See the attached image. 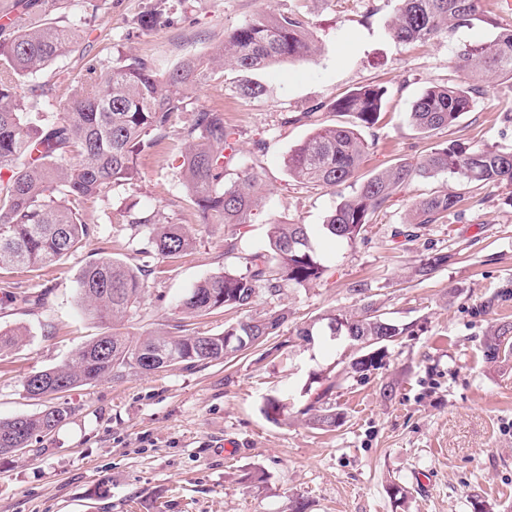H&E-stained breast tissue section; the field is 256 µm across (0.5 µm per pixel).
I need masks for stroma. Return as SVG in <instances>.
Segmentation results:
<instances>
[{
  "instance_id": "1",
  "label": "stroma",
  "mask_w": 512,
  "mask_h": 512,
  "mask_svg": "<svg viewBox=\"0 0 512 512\" xmlns=\"http://www.w3.org/2000/svg\"><path fill=\"white\" fill-rule=\"evenodd\" d=\"M150 4L61 0L49 21H76L83 33L75 52L52 64L41 81L76 76L91 60L114 64L131 56L149 58L163 71L186 55L208 53L257 14L305 16L317 45L310 60L225 70L189 92L178 120L186 122L190 108L223 103L224 119L238 134L235 170L261 174L265 199L240 250L264 246L271 221L306 224L329 274L258 302L261 310L288 311L277 356L249 350L59 393L70 418L25 453L0 456V512H291L298 498L307 512H471L476 499L487 512H512V362L489 366L482 349L490 326L512 323V185L476 191L460 213L418 227L407 240L400 232L412 200L457 186L445 173L413 182L368 225L363 240L340 245L322 225L349 190L297 186L285 161L313 128L281 123L283 113L377 84L387 93L378 123L361 131L372 145L362 175L454 140L512 148V123L502 120L512 107V81L492 83L453 127L434 135L420 134L408 118L411 103L431 84L463 82L451 64L454 49L491 42L495 28L478 22L450 38L404 45L390 36L394 0H182L174 22L145 29L139 17ZM246 81L263 86V95L242 97ZM178 155V141L169 137L139 157L134 188L87 203L82 217L91 234L75 254L40 269L0 271V297L14 292L36 299L0 307L1 329L29 331L21 346L0 354V420L44 410L45 400L24 392L25 377L61 364L115 328L83 315L78 279L104 255L132 262L126 209L161 210L196 238L190 253L156 262L139 307L116 327L126 336L169 329L178 300L198 281L238 268V259L224 253L223 225L202 223L183 204ZM430 253L449 260L417 280L412 269ZM357 284L366 292H354ZM370 302L416 329L390 346L388 365L369 378L343 372L346 344L293 337L302 323ZM321 373L335 381L332 399L345 414L330 432L309 428L299 413L307 385ZM269 396L288 405L280 423L261 411ZM395 484L405 498H392Z\"/></svg>"
}]
</instances>
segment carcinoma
Returning <instances> with one entry per match:
<instances>
[{
  "instance_id": "cac0c4a2",
  "label": "carcinoma",
  "mask_w": 512,
  "mask_h": 512,
  "mask_svg": "<svg viewBox=\"0 0 512 512\" xmlns=\"http://www.w3.org/2000/svg\"><path fill=\"white\" fill-rule=\"evenodd\" d=\"M20 2L4 7L0 16V31L9 32V38L0 41V270L49 265L77 252L90 234L82 219L84 205L115 188L133 185L139 175L138 156L168 138L174 128L183 144L178 168L186 206L200 215L202 223L231 229L224 254L235 253L248 218L262 201L260 174L253 169L242 171L233 183H225L237 156V139L235 130L224 122L220 104L194 109L180 127L177 114L183 111L188 91L205 86L226 67L244 72L311 58L315 47L305 17L283 12L252 19L227 32L211 53L185 56L164 73L140 57L110 66L89 62L71 79L59 117L47 109L53 86L37 83L34 77L74 51L77 29L33 21L19 9ZM395 2L391 36L398 43L427 42L476 22L497 29L489 44L456 49L452 62L465 73L467 82L432 84L413 101L409 120L417 131L431 134L448 128L470 110L474 95L484 92L491 78L512 80V25L486 15L481 0ZM170 20L163 3L141 16L147 29ZM385 94L381 86H364L326 105L281 118L284 126L301 121L314 126L286 160L288 175L298 185L353 188L323 224L325 234L339 244L356 243L373 217L417 179L449 173L459 180L461 191L446 190L414 200L409 220L414 225L443 224L458 211L465 195L491 184H512V149L454 142L432 147L415 162L360 176L370 144L353 125L320 122L318 111L343 113L369 128L379 120ZM128 224L134 235H142L136 252L143 264L132 266L104 256L84 268L79 287L83 310L90 317L116 321L128 316L141 302L145 277L154 272L149 260L179 258L195 241L183 225L170 223L158 209L131 213ZM239 259V269L199 282L179 301L182 317L172 330L136 341L118 332L98 336L71 360L34 372L24 381L23 390L48 405L37 414L0 421V455L26 449L32 439L70 417L72 409L55 401L60 392L118 377L127 370L151 374L223 360L228 336L249 337L254 348L265 345L288 321V311L257 312L258 297L306 288L327 274L307 224L271 222L266 246ZM447 261L446 254L425 255L414 267V276L426 280ZM226 308L246 316L220 334L189 328L187 320ZM373 311L371 304L359 313L331 311L296 328L295 336L309 342L322 331L361 345L347 369L362 379L387 365L390 342L373 343L372 337H401L413 327ZM23 336L19 328L0 329V352L18 345ZM483 356L494 367L512 356V323L490 330L483 340ZM314 382L320 389L300 414L312 428L333 431L344 422V412L332 402L335 383L322 375ZM285 409L280 398L269 396L261 411L277 424Z\"/></svg>"
}]
</instances>
